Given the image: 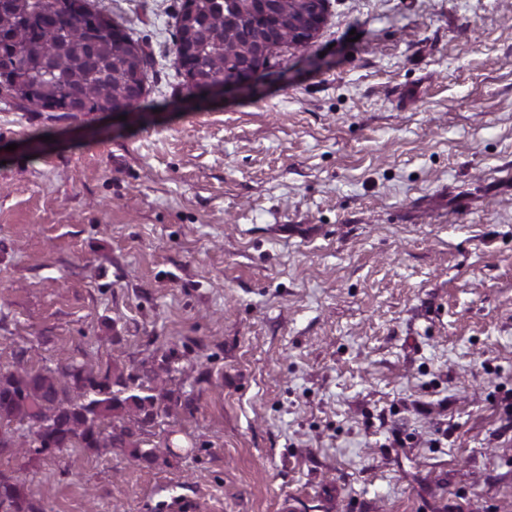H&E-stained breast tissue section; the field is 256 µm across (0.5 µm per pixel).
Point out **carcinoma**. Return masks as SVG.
Segmentation results:
<instances>
[{"mask_svg":"<svg viewBox=\"0 0 512 512\" xmlns=\"http://www.w3.org/2000/svg\"><path fill=\"white\" fill-rule=\"evenodd\" d=\"M13 0L0 13V74L29 88L25 96L11 87L0 102L24 112H104L140 107L150 53L127 28L91 8L90 0ZM209 33L207 49L195 55L196 74L204 80L224 77V55H239L250 32L228 29L223 0H196L195 13L176 18L174 59ZM71 55L60 59L53 79L38 77L36 63L60 39ZM171 368L143 366L129 370L121 363L101 373L83 362L62 367L0 371V449L51 453L62 448H125L137 462L153 464L171 452L146 448L142 436L170 408L167 389ZM0 512H44L40 501L25 493L14 477L0 472Z\"/></svg>","mask_w":512,"mask_h":512,"instance_id":"cac0c4a2","label":"carcinoma"}]
</instances>
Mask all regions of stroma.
<instances>
[{
	"mask_svg": "<svg viewBox=\"0 0 512 512\" xmlns=\"http://www.w3.org/2000/svg\"><path fill=\"white\" fill-rule=\"evenodd\" d=\"M182 5L92 0L154 57L137 117L0 108V369L168 360L171 453L0 471L45 512H512V0H328L191 100Z\"/></svg>",
	"mask_w": 512,
	"mask_h": 512,
	"instance_id": "obj_1",
	"label": "stroma"
}]
</instances>
